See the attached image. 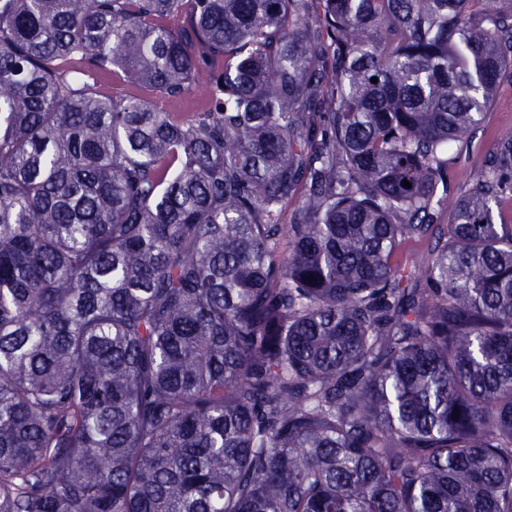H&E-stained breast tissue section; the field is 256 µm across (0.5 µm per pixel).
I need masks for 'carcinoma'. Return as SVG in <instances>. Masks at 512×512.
Returning <instances> with one entry per match:
<instances>
[{
  "mask_svg": "<svg viewBox=\"0 0 512 512\" xmlns=\"http://www.w3.org/2000/svg\"><path fill=\"white\" fill-rule=\"evenodd\" d=\"M510 79L512 0H0V512H512ZM509 136H512V84L505 82L473 138L459 149L458 154L456 148L451 153L456 158L449 168L450 199L469 189L494 143ZM426 255V246L422 242L409 240L402 243L396 252V260L414 269Z\"/></svg>",
  "mask_w": 512,
  "mask_h": 512,
  "instance_id": "cac0c4a2",
  "label": "carcinoma"
}]
</instances>
